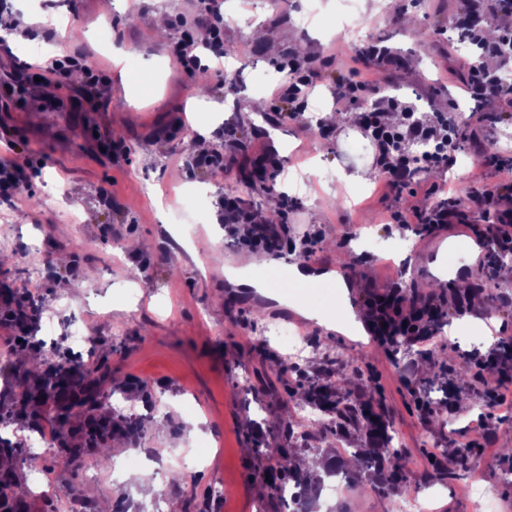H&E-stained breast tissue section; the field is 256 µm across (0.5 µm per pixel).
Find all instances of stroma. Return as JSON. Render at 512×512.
<instances>
[{
    "instance_id": "stroma-1",
    "label": "stroma",
    "mask_w": 512,
    "mask_h": 512,
    "mask_svg": "<svg viewBox=\"0 0 512 512\" xmlns=\"http://www.w3.org/2000/svg\"><path fill=\"white\" fill-rule=\"evenodd\" d=\"M11 3L38 31L12 45L0 41V162L21 165L23 189L18 199L0 186V254L11 258L0 267V283L42 295L46 313L33 334L45 345L69 349L73 322L91 337L81 358L88 369H111V408L144 423L137 441L114 446L112 458L126 459L128 472L149 469L158 476L168 471L170 449L208 440L207 460L167 482V502L180 512H278L277 501L260 490L258 472L266 462L249 445L281 439L286 422L308 414L300 386L328 367L335 380L349 376L356 389L380 395L391 446L413 482L409 496L426 512H474L472 495L460 492L473 481L490 489L499 512H512V474L500 457L501 449L512 448V414L484 406L466 386L458 389V411L450 413L440 392L449 368L488 350L492 339L512 336V283L484 281L471 266L461 246L465 226L422 238L383 230L388 211L404 199L383 195L379 180L349 186L329 171L312 178L304 173L315 157L328 167L347 155L355 164L371 163L373 149L355 127L319 118L336 109L331 82L340 70L350 82L373 88L354 111L366 112L379 92L416 102L421 112L455 109L468 140L455 169L478 163L476 142H496L501 160L512 158V99L479 103L463 90V63L477 51L453 25L458 0H224L226 54L218 63L201 52L209 76L204 94L196 90L197 72L172 57L183 36L175 20L184 0H111L106 11L101 0H40L32 8L25 0ZM56 11L71 19L70 33L50 29L48 16ZM159 12L169 22L163 38L155 29ZM352 12L366 40L389 47L394 62L355 56L342 25ZM256 18L265 33L261 41L250 32ZM104 29L129 54L128 82H121L111 50L98 46ZM60 43L67 56L85 57L105 71L107 80L95 93L70 78H37L34 63L56 57ZM310 53L319 56L321 77L300 120H279L273 96L293 79L290 58ZM130 92L143 99L139 111L127 107ZM258 97L265 111H253ZM216 102L227 105V113L214 111ZM197 123L212 130L209 149L236 154L223 179L193 162L201 152ZM114 130L123 141L110 140ZM225 189L278 223L322 228L313 273L351 254L348 302L355 317L363 315L365 280L383 281L390 266L419 296L429 283L441 284L448 298L457 294L459 280L483 283L480 307L490 320L452 313L441 326L443 345L380 348L345 316L333 315L330 281L290 287L288 268L297 254L285 248L273 265L255 268L250 253L217 233L216 199ZM209 247L226 254L228 267L201 268L199 255ZM297 305L322 307L332 316L326 326L305 320L314 346L284 375L277 363L287 349L274 334ZM32 357L30 349L0 339V370H15L10 378L0 373V440L8 439L15 453L10 465L30 487L27 512H65L68 496L54 494L58 485L100 512L101 502L114 496L108 464L62 471L57 445L30 442L34 431L52 427L51 416L20 421L9 414ZM409 362L419 368L432 416H422L414 387L401 375ZM482 417L492 428V446L477 449L466 471H453L454 448L470 439ZM368 441L360 425L341 436L319 426L295 434L294 462L302 467L312 456L340 455Z\"/></svg>"
}]
</instances>
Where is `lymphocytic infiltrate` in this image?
Returning <instances> with one entry per match:
<instances>
[{"mask_svg":"<svg viewBox=\"0 0 512 512\" xmlns=\"http://www.w3.org/2000/svg\"><path fill=\"white\" fill-rule=\"evenodd\" d=\"M491 2L499 20V32L488 38L474 17L480 16L484 2ZM189 9L179 18L188 29L185 37L173 52L176 62L187 71L198 63V48H208L215 55L224 52V16L218 0H188ZM470 44L479 50L477 60L467 62L469 72L467 90L477 100L488 96H512V84L501 82L499 66L512 60V0H464L458 16ZM315 56L308 55L294 63V80L278 93V102L287 104L289 119H297L304 107L305 92L319 78ZM360 131L374 147L373 162L389 190L409 196L424 195L425 201L406 209L390 213V223L400 228L413 229L422 235L462 221L458 201L439 199V185L417 190L419 173L450 168L464 142L459 124L450 113L442 111L421 112L411 102L399 97L383 95L372 104L363 117ZM424 145L422 153H415L416 145ZM497 171L503 172L501 180L492 182L485 178L473 180L468 197L471 206L492 209L491 227L481 233L487 256L512 254V209L500 208L503 197H512V165L500 163ZM217 205L224 216V232L236 238L240 245L251 251L274 252L281 246L312 256L319 239L315 229L304 231L301 236L289 235L286 225L257 222L254 210L245 201L232 194L221 195ZM365 306L375 338L382 344H391L394 337H402L409 345H417L433 338L434 325L424 318V311H432L440 318L448 316L447 299L430 295L418 297L407 294L401 284L395 283L383 290L368 291ZM492 368H480L478 382L490 399L491 407L512 403V355L503 356L500 349L487 352Z\"/></svg>","mask_w":512,"mask_h":512,"instance_id":"f902f5d3","label":"lymphocytic infiltrate"}]
</instances>
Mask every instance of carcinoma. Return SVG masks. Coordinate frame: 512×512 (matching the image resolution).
<instances>
[{
  "label": "carcinoma",
  "instance_id": "1",
  "mask_svg": "<svg viewBox=\"0 0 512 512\" xmlns=\"http://www.w3.org/2000/svg\"><path fill=\"white\" fill-rule=\"evenodd\" d=\"M112 383V371L104 368L94 375L82 369L75 370L65 379L56 377V372L49 364L35 373L27 374L14 394L13 404L19 416L33 417L43 400L66 391L76 398L73 406L75 414L83 417L80 431L89 439L97 442L95 454L101 460L108 455L109 441L114 437L126 440L139 435L140 422L136 417L123 414L107 415L103 413L106 404L107 385ZM348 389L341 390L332 381V375L308 382L302 387V393L308 405L315 410L333 416L332 425L335 432L343 433L350 425L365 423L368 433H377L386 428V416L376 393L365 389L358 394L352 393L350 387L355 385L352 378L345 379ZM285 442L276 446H266L259 455L273 462L262 474L270 475L266 486L270 494L279 500L285 499L287 489L297 493L296 509L293 512H320L318 495L325 480L338 475L345 478L349 473L344 470L343 462L333 459L325 470L315 476L299 470L293 464V452L290 440L293 438L291 425H286ZM372 447L355 448L351 456L357 467L373 472L369 480L371 491L382 494L402 496L410 491L411 484L405 468L403 457L396 451L388 449L386 437L370 439ZM86 454L81 448L67 447L58 456L57 466L69 472L77 471L85 463ZM26 488L15 478L12 471L0 469V504L19 502L26 497Z\"/></svg>",
  "mask_w": 512,
  "mask_h": 512
}]
</instances>
